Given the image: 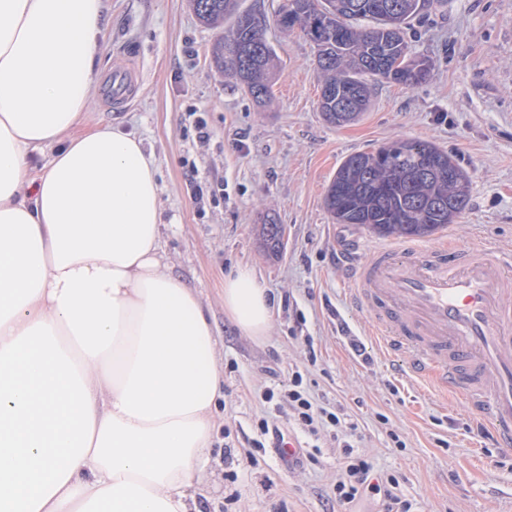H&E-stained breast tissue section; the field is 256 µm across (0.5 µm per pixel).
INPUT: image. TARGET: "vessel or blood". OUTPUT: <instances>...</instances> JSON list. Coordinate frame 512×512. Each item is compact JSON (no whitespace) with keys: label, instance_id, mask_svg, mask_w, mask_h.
<instances>
[{"label":"vessel or blood","instance_id":"1","mask_svg":"<svg viewBox=\"0 0 512 512\" xmlns=\"http://www.w3.org/2000/svg\"><path fill=\"white\" fill-rule=\"evenodd\" d=\"M351 300L390 355L465 398L512 447V249L404 243L359 262Z\"/></svg>","mask_w":512,"mask_h":512}]
</instances>
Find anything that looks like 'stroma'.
<instances>
[{
    "label": "stroma",
    "instance_id": "obj_1",
    "mask_svg": "<svg viewBox=\"0 0 512 512\" xmlns=\"http://www.w3.org/2000/svg\"><path fill=\"white\" fill-rule=\"evenodd\" d=\"M95 66L133 70L122 105L97 95L77 127L115 125L135 134L157 163L163 248L174 275L209 310L224 373V398L197 512H378L377 501H336L344 460L332 426L311 434L288 405L265 402L301 373L312 400L357 426L355 455L392 478L410 512H512V449L476 426L462 397L411 375L383 355L365 314L349 300V268L384 246L324 204L350 155L397 140L433 143L456 155L470 179L457 223L428 244L512 247V0H446L411 22L414 54L433 62L429 80L375 85L371 105L349 126L319 108L317 51L302 33L270 26L279 76L258 107L210 63L222 28L202 25L191 0H106ZM210 136L199 140L195 118ZM286 228L278 255L262 247L266 214ZM252 268L275 300L268 336L244 334L224 310V277ZM366 348L356 355L351 341ZM270 434H261L260 420ZM289 437L300 461H281Z\"/></svg>",
    "mask_w": 512,
    "mask_h": 512
}]
</instances>
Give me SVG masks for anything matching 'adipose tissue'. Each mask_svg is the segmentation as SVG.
<instances>
[{"instance_id": "1", "label": "adipose tissue", "mask_w": 512, "mask_h": 512, "mask_svg": "<svg viewBox=\"0 0 512 512\" xmlns=\"http://www.w3.org/2000/svg\"><path fill=\"white\" fill-rule=\"evenodd\" d=\"M104 22V0H0V512H191L207 479L216 339L167 262L155 159L73 133ZM273 309L251 269L225 277L244 333Z\"/></svg>"}]
</instances>
